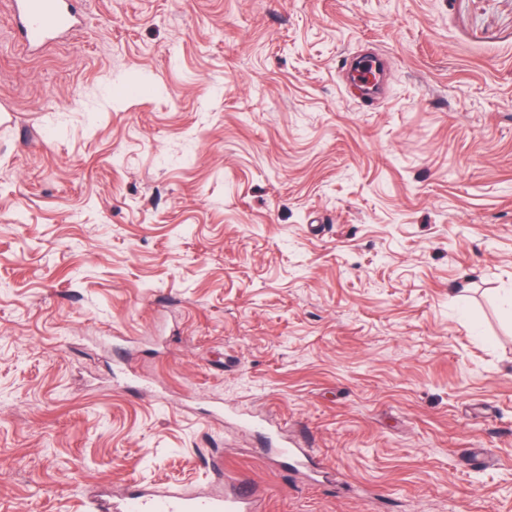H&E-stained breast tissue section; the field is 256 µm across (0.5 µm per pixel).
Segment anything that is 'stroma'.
Wrapping results in <instances>:
<instances>
[{
  "label": "stroma",
  "instance_id": "1",
  "mask_svg": "<svg viewBox=\"0 0 512 512\" xmlns=\"http://www.w3.org/2000/svg\"><path fill=\"white\" fill-rule=\"evenodd\" d=\"M73 3L0 2V512H512V0ZM70 0H11L16 31L28 48L43 46L74 31L80 19ZM369 68L370 75L368 78H365L364 81L362 78V71L364 68ZM380 71V63L377 59L373 58H362L356 61L353 70L352 77L355 82H357L362 89L371 91L376 88L377 76ZM113 512H252L259 511V498L247 488L224 496L187 494L177 490H135L112 501Z\"/></svg>",
  "mask_w": 512,
  "mask_h": 512
}]
</instances>
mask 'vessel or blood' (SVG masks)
Listing matches in <instances>:
<instances>
[{
    "instance_id": "vessel-or-blood-1",
    "label": "vessel or blood",
    "mask_w": 512,
    "mask_h": 512,
    "mask_svg": "<svg viewBox=\"0 0 512 512\" xmlns=\"http://www.w3.org/2000/svg\"><path fill=\"white\" fill-rule=\"evenodd\" d=\"M16 31L29 48L43 46L74 31L80 19L70 0H11ZM380 63L373 58L356 61L352 77L362 89L373 90ZM259 498L248 489L221 496L187 494L177 490H135L112 501L110 512H257Z\"/></svg>"
}]
</instances>
